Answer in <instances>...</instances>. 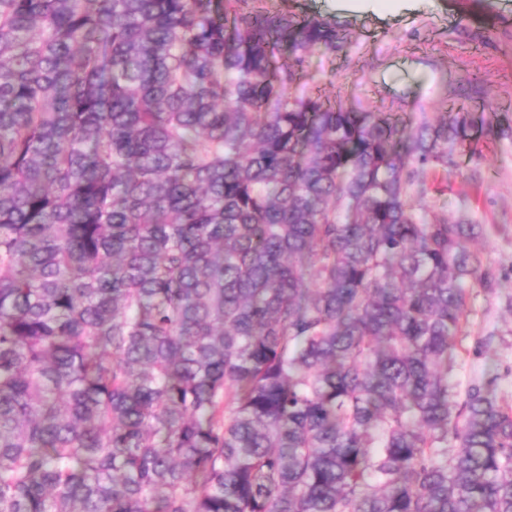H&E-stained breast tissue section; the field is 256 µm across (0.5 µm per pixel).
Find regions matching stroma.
I'll return each instance as SVG.
<instances>
[{
    "label": "stroma",
    "mask_w": 512,
    "mask_h": 512,
    "mask_svg": "<svg viewBox=\"0 0 512 512\" xmlns=\"http://www.w3.org/2000/svg\"><path fill=\"white\" fill-rule=\"evenodd\" d=\"M247 9L309 17L335 25V49H316L287 84L293 96L319 95L347 111L407 114L435 120L450 108L494 102L512 110V0H420L383 17L337 11L334 0H247ZM476 157L457 156L447 177L430 178L428 207L466 211L484 233L471 242L498 275L494 291L473 286L456 379L496 373V394L512 405V139L487 137ZM490 344L482 355L472 349Z\"/></svg>",
    "instance_id": "stroma-1"
}]
</instances>
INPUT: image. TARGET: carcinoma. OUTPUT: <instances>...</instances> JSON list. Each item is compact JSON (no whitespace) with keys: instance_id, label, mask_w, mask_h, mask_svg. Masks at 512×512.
<instances>
[{"instance_id":"carcinoma-1","label":"carcinoma","mask_w":512,"mask_h":512,"mask_svg":"<svg viewBox=\"0 0 512 512\" xmlns=\"http://www.w3.org/2000/svg\"><path fill=\"white\" fill-rule=\"evenodd\" d=\"M244 2L0 0V512H512L414 203L512 114L292 97L336 27Z\"/></svg>"}]
</instances>
